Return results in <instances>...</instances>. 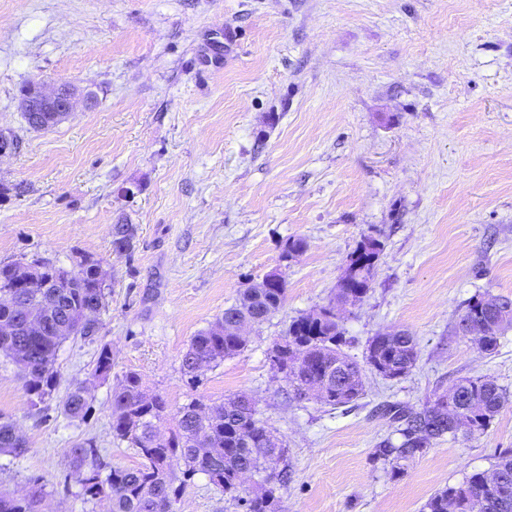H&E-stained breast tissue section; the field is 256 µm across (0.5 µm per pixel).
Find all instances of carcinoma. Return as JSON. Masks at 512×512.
Returning <instances> with one entry per match:
<instances>
[{
    "mask_svg": "<svg viewBox=\"0 0 512 512\" xmlns=\"http://www.w3.org/2000/svg\"><path fill=\"white\" fill-rule=\"evenodd\" d=\"M137 228L134 224L112 225V252L130 253L134 249ZM382 248L350 256L348 263L360 264L352 284L336 288L337 304L348 302V296L364 297L373 280ZM42 286L11 288L12 265H0V324L23 326L25 318L20 307L28 304L42 309V332L36 336L0 335V356L20 367L24 391L42 399L50 395L58 383L55 367L57 351L68 339L63 326L68 312L92 308L97 313L106 309V292L99 284L94 266L80 269L71 278L60 276V268L43 262ZM285 285L277 288H248L237 302L224 310L206 329L190 340L183 354L182 368L190 380L197 379L195 366L207 367L241 352L246 343L229 332L227 325L240 321L262 322L275 314L285 300ZM336 304L322 307L295 319L288 328V342L275 361L285 373L296 395L317 386L325 387L323 402L342 407L363 395V366L379 365L393 376L408 374L417 360L414 336L406 331L380 333L368 343L365 365L342 350L344 332L341 320L332 310ZM463 314L481 335L470 340L491 355L500 337L512 327V299L506 296L482 295L471 298ZM100 319L83 325H72L73 337L92 340L99 330ZM112 370V351L100 349L92 377L105 378ZM509 400V395L495 381L482 377L458 380L446 394H437L419 411L388 404L385 414L398 423L396 439L378 443L377 458L391 465L396 475L403 466L422 456L433 441L463 430L467 433L486 429L495 415ZM236 400L212 401L214 414L200 413L204 402L193 399L178 411L177 429L162 443H153L157 423L167 415V402L158 393L143 385L140 375L128 371L112 392V436L136 450L142 462L133 468L110 466L102 462L93 441L76 443L69 449L80 494L90 500L105 499L110 512H160V504L176 500L180 487L175 485L177 468L183 478L196 474L224 490L231 499L246 504L247 512H275L279 503L276 484L284 482L288 473L281 468L273 482H262L246 498L239 497L238 477L242 470L265 472L272 461H285V454H275L269 430L255 414L236 411ZM64 414L71 419H84L89 410L88 388L79 382L72 386L62 402ZM250 436L252 446H243L244 436ZM29 451L18 435V424L0 416V455L13 458ZM492 470L498 482L490 484L485 472H473L462 482L438 491L424 505V512H512V451L496 457ZM46 495L38 481L30 482L23 496L0 492V512H41Z\"/></svg>",
    "mask_w": 512,
    "mask_h": 512,
    "instance_id": "obj_1",
    "label": "carcinoma"
}]
</instances>
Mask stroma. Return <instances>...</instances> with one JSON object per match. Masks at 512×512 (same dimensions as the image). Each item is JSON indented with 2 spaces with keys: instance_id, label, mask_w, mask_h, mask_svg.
<instances>
[{
  "instance_id": "obj_1",
  "label": "stroma",
  "mask_w": 512,
  "mask_h": 512,
  "mask_svg": "<svg viewBox=\"0 0 512 512\" xmlns=\"http://www.w3.org/2000/svg\"><path fill=\"white\" fill-rule=\"evenodd\" d=\"M68 81L95 104L36 131L19 108L31 82ZM0 264L84 254L106 274L94 340L59 348V384L27 396L0 357V416L29 451L0 456V490L44 485V512H107L84 500L68 448L140 458L111 429L126 371L161 394L169 415L193 398L246 394L288 448L282 512H422L438 490L512 450V399L489 427L434 441L403 473L374 456L394 427L380 404L422 408L464 377L512 396V329L495 354L453 325L478 295L512 298V0H0ZM138 228L113 253L111 229ZM383 250L366 296L340 313L346 352L406 330L418 360L406 376L368 373L364 395L332 407L297 398L270 349L296 317L328 305L364 236ZM302 253L282 260L287 240ZM285 300L246 327L240 354L190 380L192 336L272 269ZM107 379H90L100 347ZM89 384L91 410L62 402ZM177 512H242L198 474ZM90 408L86 384L84 382L74 384L62 402L64 414L71 419L82 420L87 416Z\"/></svg>"
}]
</instances>
